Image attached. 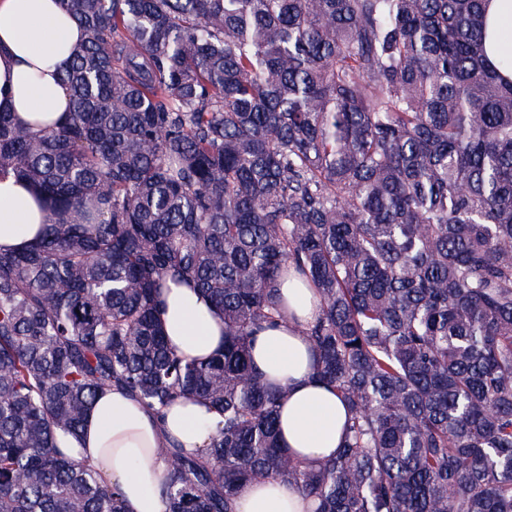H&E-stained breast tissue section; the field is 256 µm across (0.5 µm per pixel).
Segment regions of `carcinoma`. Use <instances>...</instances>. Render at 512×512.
Masks as SVG:
<instances>
[{
	"label": "carcinoma",
	"instance_id": "cac0c4a2",
	"mask_svg": "<svg viewBox=\"0 0 512 512\" xmlns=\"http://www.w3.org/2000/svg\"><path fill=\"white\" fill-rule=\"evenodd\" d=\"M63 4L87 33L72 110L42 134L0 112V180L51 213L0 250V512H125L57 443L112 388L217 415L207 447L156 450L169 512L276 479L313 512H512V79L486 0ZM292 270L315 378L350 412L312 465L251 356ZM188 281L224 322L205 362L157 323ZM282 294L288 299L291 310L299 319L310 320L317 311V302L312 288H302L295 281L285 280L282 285Z\"/></svg>",
	"mask_w": 512,
	"mask_h": 512
}]
</instances>
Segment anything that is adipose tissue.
Listing matches in <instances>:
<instances>
[{
    "label": "adipose tissue",
    "mask_w": 512,
    "mask_h": 512,
    "mask_svg": "<svg viewBox=\"0 0 512 512\" xmlns=\"http://www.w3.org/2000/svg\"><path fill=\"white\" fill-rule=\"evenodd\" d=\"M488 22L487 55L495 61L501 42L512 39V0H491ZM86 38L61 0H0V112L15 113L36 131L55 128L71 108L60 70ZM47 216L31 186L0 180L1 249L22 250L38 241ZM281 288L293 315L257 333L253 360L269 381L288 391L280 412L282 448L314 463L339 450L348 409L316 380L310 351L295 331V319L317 311L312 289L288 280ZM159 321L170 346L186 359H206L224 344L220 315L188 286L164 290ZM214 420V413L190 399L177 400L158 415L114 390L96 398L79 439L64 437L59 444L118 489L126 512H167L166 465L152 458V450L169 441L188 452L205 447ZM232 510L312 512L310 500L280 480L245 484Z\"/></svg>",
    "instance_id": "ef3b65f1"
}]
</instances>
